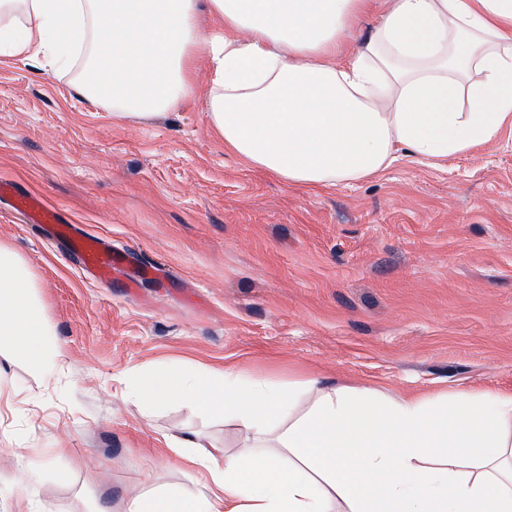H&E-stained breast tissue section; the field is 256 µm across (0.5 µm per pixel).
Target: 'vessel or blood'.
<instances>
[{
  "label": "vessel or blood",
  "instance_id": "vessel-or-blood-1",
  "mask_svg": "<svg viewBox=\"0 0 512 512\" xmlns=\"http://www.w3.org/2000/svg\"><path fill=\"white\" fill-rule=\"evenodd\" d=\"M0 200L8 201L11 209L22 216L25 223L42 225L51 237L66 240L85 273L106 283L120 278L125 288H137L139 279L128 276L122 254L113 251L109 241L77 230L59 208L48 205L41 197L9 181L0 182Z\"/></svg>",
  "mask_w": 512,
  "mask_h": 512
}]
</instances>
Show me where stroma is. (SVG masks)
Segmentation results:
<instances>
[{
  "label": "stroma",
  "instance_id": "stroma-1",
  "mask_svg": "<svg viewBox=\"0 0 512 512\" xmlns=\"http://www.w3.org/2000/svg\"><path fill=\"white\" fill-rule=\"evenodd\" d=\"M72 79L0 55V179L174 278L135 296L98 283L0 203V245L23 259L63 353L44 375L0 339V512H122L143 490L205 485L166 437L245 436L130 396L173 361L389 398L512 392L511 129L434 165L403 154L375 177L301 190L225 150L206 67L180 111L147 120L113 119Z\"/></svg>",
  "mask_w": 512,
  "mask_h": 512
}]
</instances>
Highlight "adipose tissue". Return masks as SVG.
I'll return each instance as SVG.
<instances>
[{
  "instance_id": "obj_1",
  "label": "adipose tissue",
  "mask_w": 512,
  "mask_h": 512,
  "mask_svg": "<svg viewBox=\"0 0 512 512\" xmlns=\"http://www.w3.org/2000/svg\"><path fill=\"white\" fill-rule=\"evenodd\" d=\"M367 15L369 36L342 54ZM0 54L47 73L80 58L79 91L117 120L177 111L205 61L225 148L304 189L375 176L400 148L440 160L512 127V0H0ZM33 287L0 246V337L41 371L60 352ZM134 395L236 422L249 445L168 439L208 492L156 487L124 512H512V394L384 400L169 364Z\"/></svg>"
}]
</instances>
